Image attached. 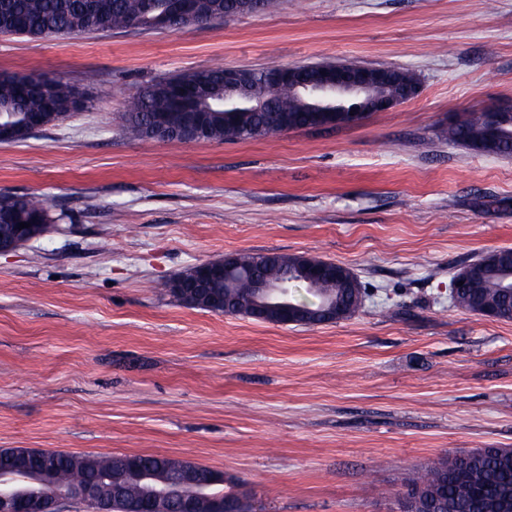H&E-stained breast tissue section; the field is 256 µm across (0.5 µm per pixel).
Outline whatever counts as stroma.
<instances>
[{
    "label": "stroma",
    "instance_id": "stroma-1",
    "mask_svg": "<svg viewBox=\"0 0 512 512\" xmlns=\"http://www.w3.org/2000/svg\"><path fill=\"white\" fill-rule=\"evenodd\" d=\"M352 62L419 93L355 126L240 142L126 136L125 99L196 70ZM0 69L83 105L0 143V193L48 203L0 254V448L184 458L257 512H396L407 474L512 448V321L449 302L512 248V157L437 140L512 105V0H279L162 32L0 35ZM348 267L366 295L315 326L220 315L166 285L239 252Z\"/></svg>",
    "mask_w": 512,
    "mask_h": 512
}]
</instances>
